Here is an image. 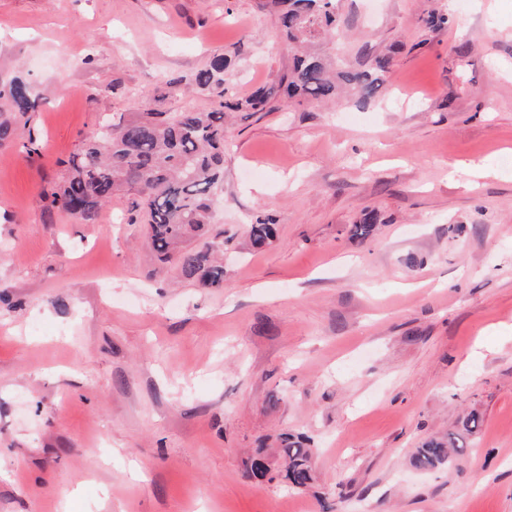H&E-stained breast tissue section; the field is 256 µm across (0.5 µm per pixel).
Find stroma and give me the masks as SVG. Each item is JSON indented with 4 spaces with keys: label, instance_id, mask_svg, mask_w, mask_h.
Listing matches in <instances>:
<instances>
[{
    "label": "stroma",
    "instance_id": "stroma-1",
    "mask_svg": "<svg viewBox=\"0 0 512 512\" xmlns=\"http://www.w3.org/2000/svg\"><path fill=\"white\" fill-rule=\"evenodd\" d=\"M448 15L431 31L421 19ZM381 97L225 123L224 285L160 261L130 200L49 207L102 116L209 111L287 73L258 0H0V64L45 96L0 148V512H512V0H342ZM488 162L469 184L453 165ZM277 224L246 248L256 218ZM372 232L356 236L358 224ZM457 466L412 455L469 413ZM309 438L314 482L247 474Z\"/></svg>",
    "mask_w": 512,
    "mask_h": 512
}]
</instances>
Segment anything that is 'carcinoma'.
<instances>
[{"instance_id": "carcinoma-1", "label": "carcinoma", "mask_w": 512, "mask_h": 512, "mask_svg": "<svg viewBox=\"0 0 512 512\" xmlns=\"http://www.w3.org/2000/svg\"><path fill=\"white\" fill-rule=\"evenodd\" d=\"M340 0H265L275 8L288 43L299 50L288 74L279 82L257 87L246 97L229 99L224 87L228 59L213 57L194 76L196 88L217 100L208 112H140L128 119L100 123L98 134L81 141L61 162V180L47 194L51 205L84 224L95 222L112 196H132V206L147 225V238L160 259L174 261L183 275L202 288L224 287V265L211 257L219 250L221 233L215 231V214L223 202L224 118L226 111L252 116L271 112L283 96L334 101L348 87L364 102L376 98L388 79L389 59L379 57L366 70L354 68L345 58L328 60L313 49L321 39L342 41ZM38 96L30 78L20 71L0 68V145L19 135L21 118L35 111ZM208 240V251L187 247L193 239ZM248 238L255 249L273 243L276 227L266 219L249 225ZM479 432V416L467 415L462 428L430 438L416 449L413 466L433 471L461 458ZM315 449L301 436L280 437V446L268 453L260 448L251 459V476L262 480L276 465L296 488L312 481Z\"/></svg>"}]
</instances>
